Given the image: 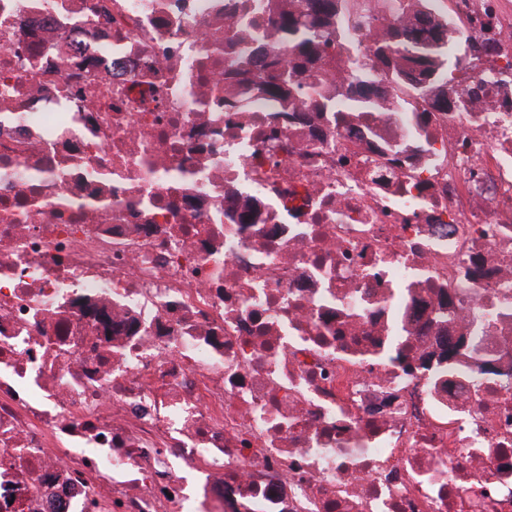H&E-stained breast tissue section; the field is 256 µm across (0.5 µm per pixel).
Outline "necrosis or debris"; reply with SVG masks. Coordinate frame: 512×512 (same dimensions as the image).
Wrapping results in <instances>:
<instances>
[{
    "label": "necrosis or debris",
    "instance_id": "4bbe7bcc",
    "mask_svg": "<svg viewBox=\"0 0 512 512\" xmlns=\"http://www.w3.org/2000/svg\"><path fill=\"white\" fill-rule=\"evenodd\" d=\"M297 5L0 0V512H512V0ZM297 14H289L281 17L278 21L280 28L289 35L297 32L302 17L308 18L310 24L305 33L304 42L298 45L299 53L303 55H311L316 53L315 49L320 48L322 52H326L331 48L332 41L328 33L321 29L318 21L321 17L328 15L337 9V0H301ZM428 34L434 43L440 40L433 24L429 20L421 23L419 29L392 28L387 45L376 49L373 52L372 68L379 70H396L399 68L398 59L406 58L408 61L409 77L421 83L419 77L433 78V80L444 81L451 85L458 78L453 70L436 72L429 58V52L421 45L422 34Z\"/></svg>",
    "mask_w": 512,
    "mask_h": 512
}]
</instances>
